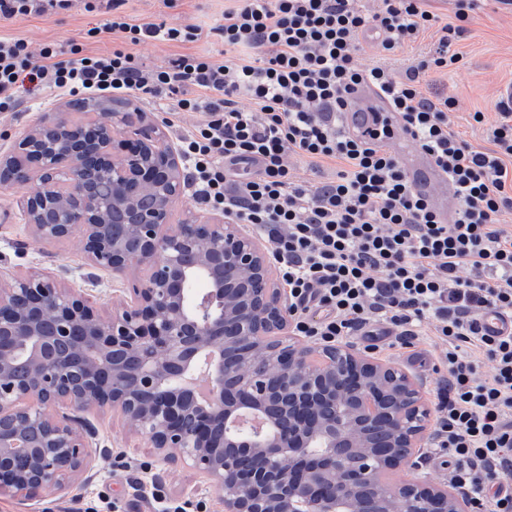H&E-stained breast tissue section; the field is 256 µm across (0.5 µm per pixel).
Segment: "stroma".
<instances>
[{
    "label": "stroma",
    "instance_id": "35a3bbf8",
    "mask_svg": "<svg viewBox=\"0 0 512 512\" xmlns=\"http://www.w3.org/2000/svg\"><path fill=\"white\" fill-rule=\"evenodd\" d=\"M230 0H175L167 7L164 0H127L124 9L135 22H147L162 15L177 25L209 27L222 21ZM102 14L86 12L82 0H76L71 11L64 14L16 16L0 19V37L25 39L32 49L47 43L81 41L84 52L102 51L101 43L82 40V33L105 23ZM436 31H428L409 49L393 56L378 57L371 36H364L367 63H383L394 74H401L414 61L427 55L437 41ZM457 48L464 56V65L457 70L433 73L428 83L433 94L448 95L456 107L449 118L474 146L487 149L491 143L485 127L472 124L470 115L481 111L494 114V105L501 87L512 85V10L488 0L467 24L465 37ZM68 96H24L15 112H0V153H11L15 143L44 113L64 109ZM19 191L0 186V274L20 270L26 273H51L62 288L82 289L95 297L94 311L101 319H109L113 310L129 298L128 290L137 277L129 270L120 277L100 273L97 280L86 279L87 266L78 238L43 244L34 240L17 205ZM440 344L423 337L406 351L392 348L380 352L379 358L411 375L421 378L424 396L429 404L437 402L436 375L432 366L440 354ZM98 429L100 444L109 449L99 458L89 479H77L66 494L43 491L29 500L10 493L0 494V512H81L87 503L109 497L119 499L124 512H155L147 489L141 488L144 474L139 463L151 466L149 473L158 479L167 497L174 500L202 499L207 512H224V502L214 490L204 488L199 473L163 463L147 440L131 435L118 417L105 412L92 415Z\"/></svg>",
    "mask_w": 512,
    "mask_h": 512
}]
</instances>
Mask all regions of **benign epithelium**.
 <instances>
[{
    "instance_id": "benign-epithelium-1",
    "label": "benign epithelium",
    "mask_w": 512,
    "mask_h": 512,
    "mask_svg": "<svg viewBox=\"0 0 512 512\" xmlns=\"http://www.w3.org/2000/svg\"><path fill=\"white\" fill-rule=\"evenodd\" d=\"M86 103L95 119L47 113L0 171L17 170L34 238L77 229L88 277L140 276L108 321L49 276H0V492H65L108 452L87 414L110 410L164 462L203 474L224 512H475L450 482L385 480L427 452L424 382L296 336L263 239L222 211L174 221L185 165L166 132L127 104ZM101 177L110 201L92 189Z\"/></svg>"
}]
</instances>
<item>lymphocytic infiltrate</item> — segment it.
Here are the masks:
<instances>
[{"label":"lymphocytic infiltrate","instance_id":"obj_1","mask_svg":"<svg viewBox=\"0 0 512 512\" xmlns=\"http://www.w3.org/2000/svg\"><path fill=\"white\" fill-rule=\"evenodd\" d=\"M125 0H91L109 18L86 38L130 44L219 38L237 59L218 64L181 54L148 66L121 49L82 54L77 43L33 54L20 38H0V111L20 89L123 93L172 99L170 115L201 121L179 139L198 203L267 236L293 307L294 329L323 344L373 324L399 340L435 336L446 344L435 451L448 478L473 495L477 512H512V334L483 333L489 311L512 317V102L498 101L492 151L476 150L448 120L454 98H431L425 76L458 67L454 45L479 0H456L444 26L424 0H235L208 31L194 25L133 22ZM428 56L395 77L365 61L361 35L395 54L433 26ZM382 96L400 123L350 135L338 114L362 88ZM409 133L446 174L456 201L442 219L415 192L390 145ZM334 179L302 184L290 157ZM490 372H483V365Z\"/></svg>","mask_w":512,"mask_h":512}]
</instances>
